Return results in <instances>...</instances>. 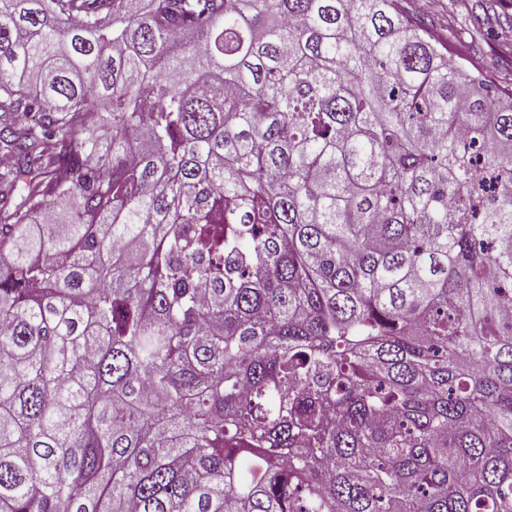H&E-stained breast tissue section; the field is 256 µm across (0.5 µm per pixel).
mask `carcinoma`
I'll return each instance as SVG.
<instances>
[{
	"instance_id": "obj_1",
	"label": "carcinoma",
	"mask_w": 512,
	"mask_h": 512,
	"mask_svg": "<svg viewBox=\"0 0 512 512\" xmlns=\"http://www.w3.org/2000/svg\"><path fill=\"white\" fill-rule=\"evenodd\" d=\"M405 0H0V512H512V88Z\"/></svg>"
}]
</instances>
